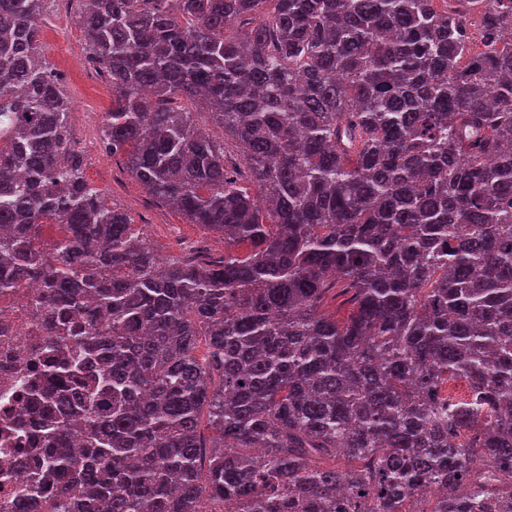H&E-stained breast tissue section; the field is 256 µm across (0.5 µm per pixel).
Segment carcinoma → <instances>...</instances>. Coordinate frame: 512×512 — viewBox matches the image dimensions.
I'll return each instance as SVG.
<instances>
[{
	"label": "carcinoma",
	"instance_id": "carcinoma-1",
	"mask_svg": "<svg viewBox=\"0 0 512 512\" xmlns=\"http://www.w3.org/2000/svg\"><path fill=\"white\" fill-rule=\"evenodd\" d=\"M77 2L105 152L224 255L160 260L90 184L47 0H0V289L40 281L47 333L89 352L43 364L56 418L24 495L512 512V0Z\"/></svg>",
	"mask_w": 512,
	"mask_h": 512
}]
</instances>
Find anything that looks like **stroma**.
Instances as JSON below:
<instances>
[{"label": "stroma", "instance_id": "1", "mask_svg": "<svg viewBox=\"0 0 512 512\" xmlns=\"http://www.w3.org/2000/svg\"><path fill=\"white\" fill-rule=\"evenodd\" d=\"M75 11L74 0H54L39 39L43 55L64 81L71 106L70 133L87 159V179L114 207L127 212L162 258L179 256L184 243L199 238L205 239L211 251H223V239L204 237L199 227L188 223L178 211L151 203L143 187L127 172L123 158L108 155L99 145L103 115L112 109V89L94 62L72 63L73 57L84 53Z\"/></svg>", "mask_w": 512, "mask_h": 512}]
</instances>
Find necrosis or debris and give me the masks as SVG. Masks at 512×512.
I'll return each instance as SVG.
<instances>
[{
    "mask_svg": "<svg viewBox=\"0 0 512 512\" xmlns=\"http://www.w3.org/2000/svg\"><path fill=\"white\" fill-rule=\"evenodd\" d=\"M40 291L38 282L28 280L0 292V507L17 502L42 462L31 437L40 422L32 393L50 389L39 368L51 356L53 341L43 328Z\"/></svg>",
    "mask_w": 512,
    "mask_h": 512,
    "instance_id": "4bbe7bcc",
    "label": "necrosis or debris"
}]
</instances>
